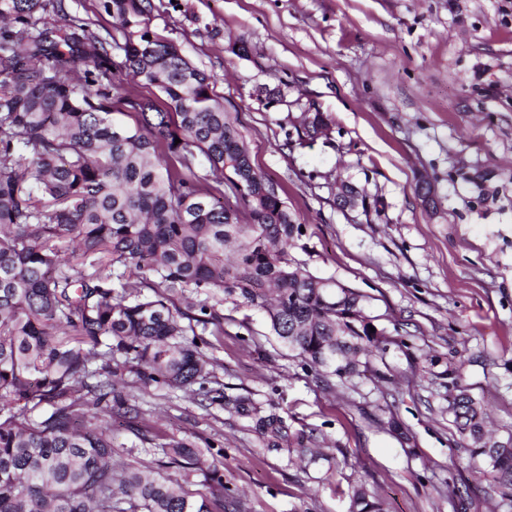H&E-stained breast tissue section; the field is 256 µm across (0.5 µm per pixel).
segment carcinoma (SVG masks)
Segmentation results:
<instances>
[{
	"instance_id": "carcinoma-1",
	"label": "carcinoma",
	"mask_w": 512,
	"mask_h": 512,
	"mask_svg": "<svg viewBox=\"0 0 512 512\" xmlns=\"http://www.w3.org/2000/svg\"><path fill=\"white\" fill-rule=\"evenodd\" d=\"M49 6L66 26L40 24ZM101 7L123 42L90 32L63 0H0V512H224L221 477L209 498L116 456L104 420L125 404L115 378L127 370L145 384H198L278 449L288 426L275 409L206 388L214 380L189 334L196 323L224 335L208 297L265 311L307 366L341 380L368 369L383 332H370L361 294L290 256L301 225L255 167L211 77L151 35L150 0ZM124 72L163 94L167 109L129 96L133 122L111 120ZM327 126L321 112L305 118L309 138ZM226 188L249 223L224 205ZM142 287L154 295L140 297ZM188 293L204 299L183 311ZM451 387L448 415L470 458L511 500L512 434L494 437L484 406ZM164 447L173 466L200 467L191 444ZM350 509L385 512L363 487Z\"/></svg>"
}]
</instances>
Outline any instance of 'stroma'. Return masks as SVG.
Here are the masks:
<instances>
[{"label": "stroma", "instance_id": "obj_1", "mask_svg": "<svg viewBox=\"0 0 512 512\" xmlns=\"http://www.w3.org/2000/svg\"><path fill=\"white\" fill-rule=\"evenodd\" d=\"M150 30L211 75L256 166L305 232L292 254L361 293L386 333L370 370L325 389L226 300L206 369L226 397L276 406L266 447L247 417L124 373L141 443L112 413L117 456L167 474L171 438L224 477V512H350L354 487L386 512H512L448 417V373L512 433V0H151ZM327 133L299 139L304 113ZM350 182L366 204L341 209ZM434 190V204L420 195ZM398 421L402 433L391 430ZM323 459L302 461L296 436Z\"/></svg>", "mask_w": 512, "mask_h": 512}]
</instances>
